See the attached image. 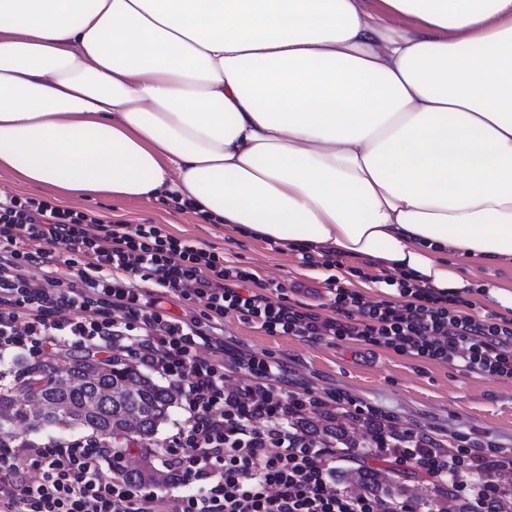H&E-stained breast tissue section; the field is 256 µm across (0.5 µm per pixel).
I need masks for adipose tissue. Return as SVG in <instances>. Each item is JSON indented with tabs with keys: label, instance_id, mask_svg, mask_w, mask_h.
I'll return each instance as SVG.
<instances>
[{
	"label": "adipose tissue",
	"instance_id": "1",
	"mask_svg": "<svg viewBox=\"0 0 512 512\" xmlns=\"http://www.w3.org/2000/svg\"><path fill=\"white\" fill-rule=\"evenodd\" d=\"M1 169L512 309V0H0ZM448 260L454 262L463 275L476 283L497 284L502 288L512 290V264H487L475 258L448 255Z\"/></svg>",
	"mask_w": 512,
	"mask_h": 512
}]
</instances>
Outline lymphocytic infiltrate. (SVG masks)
I'll return each mask as SVG.
<instances>
[{
  "mask_svg": "<svg viewBox=\"0 0 512 512\" xmlns=\"http://www.w3.org/2000/svg\"><path fill=\"white\" fill-rule=\"evenodd\" d=\"M98 233H90L91 225ZM66 247L77 283L29 279L31 243ZM253 273L223 255L173 237L154 224L130 226L0 195V359L19 353L31 366L75 348L126 359L173 384L186 413L165 452L137 441L50 443L0 448V512H423L399 495L340 487L336 464L393 461L436 486L454 483L473 512L512 498V448L475 442L449 450L421 426L400 429L395 415L337 390L289 389L288 368L272 353L243 351L224 339L231 315L270 336L329 344L357 341L488 378L512 379V318L471 314V301L391 278L398 297L372 302L326 279L334 316L250 288ZM203 300L200 315L175 316L163 302ZM80 318H69L70 310ZM233 367L245 382L230 384ZM339 413L378 426L358 448L305 436L297 420ZM163 456L175 495L144 491L103 472L129 453ZM25 456V467L15 460Z\"/></svg>",
  "mask_w": 512,
  "mask_h": 512,
  "instance_id": "1",
  "label": "lymphocytic infiltrate"
}]
</instances>
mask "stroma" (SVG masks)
I'll list each match as a JSON object with an SVG mask.
<instances>
[{
	"label": "stroma",
	"instance_id": "1",
	"mask_svg": "<svg viewBox=\"0 0 512 512\" xmlns=\"http://www.w3.org/2000/svg\"><path fill=\"white\" fill-rule=\"evenodd\" d=\"M69 209L91 211L128 224H158L168 233L223 252L225 259L251 269L260 283H280L289 301L331 315L325 280L336 275L343 286L366 299L391 298L385 273L369 262L341 258L326 269L303 265L301 254L254 239L210 220L198 209L172 208L159 198L126 200L95 195L68 201ZM224 334L243 350H263L287 362L296 383L335 388L392 411L404 423L464 438H491L512 448V380L469 375L358 342L331 346L292 336H269L236 317L224 319Z\"/></svg>",
	"mask_w": 512,
	"mask_h": 512
}]
</instances>
